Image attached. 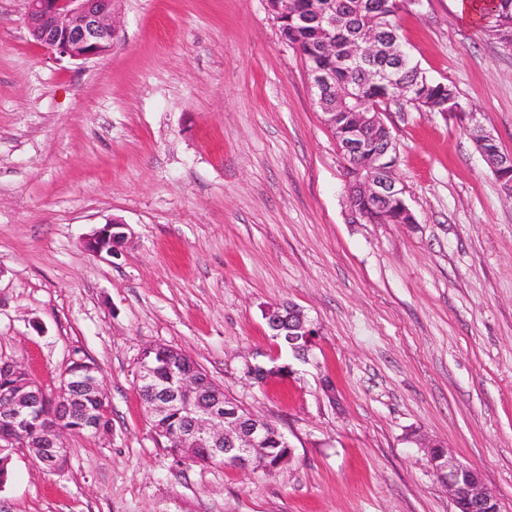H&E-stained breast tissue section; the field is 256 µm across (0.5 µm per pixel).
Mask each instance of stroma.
I'll return each mask as SVG.
<instances>
[{
	"instance_id": "obj_1",
	"label": "stroma",
	"mask_w": 512,
	"mask_h": 512,
	"mask_svg": "<svg viewBox=\"0 0 512 512\" xmlns=\"http://www.w3.org/2000/svg\"><path fill=\"white\" fill-rule=\"evenodd\" d=\"M105 57L56 61L0 0V357L56 389L92 361L112 431L49 473L14 455L0 512H453L411 436L442 443L512 512V203L448 115L388 105L416 221L349 209L345 161L266 0H117ZM487 14L415 0L397 22L512 153V52ZM117 219L110 256L85 239ZM318 332L281 350L263 318ZM186 352L292 455L262 473L180 462L139 394L143 349ZM264 318L267 322L269 329L272 331V336L276 339L279 338L280 345H283L289 351L293 352L296 357L305 359L306 355L313 346V337L315 336V329L311 327L309 320L304 312L295 305H285L280 307L268 308L265 311ZM285 336L288 343L281 337ZM300 336L304 339H299L295 346L304 347L297 351L296 347H288V344L293 345L295 339ZM305 340V344H304Z\"/></svg>"
}]
</instances>
